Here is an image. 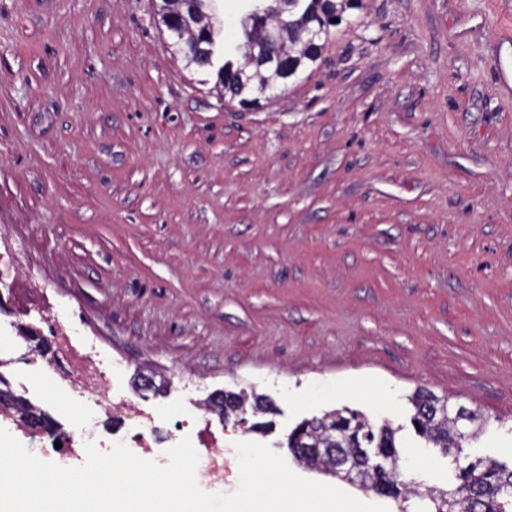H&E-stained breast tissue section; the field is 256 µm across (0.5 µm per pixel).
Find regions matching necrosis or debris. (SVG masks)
I'll return each mask as SVG.
<instances>
[{
    "instance_id": "obj_1",
    "label": "necrosis or debris",
    "mask_w": 512,
    "mask_h": 512,
    "mask_svg": "<svg viewBox=\"0 0 512 512\" xmlns=\"http://www.w3.org/2000/svg\"><path fill=\"white\" fill-rule=\"evenodd\" d=\"M50 363L57 369V385L66 387L69 398L83 411L84 420L74 433L68 434V444L95 442L97 447L111 449L124 442L135 454L148 460L165 462L163 444H177L190 437L199 455V470L220 481L224 478V434L211 425H198L196 416L188 415L175 421L174 430L167 438L157 435L160 415L144 410L121 392V372L106 359L94 353L86 342L75 336L71 326L54 324L47 349ZM130 422L129 430L112 431L102 436L97 430L101 417Z\"/></svg>"
}]
</instances>
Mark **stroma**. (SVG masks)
<instances>
[{
  "label": "stroma",
  "instance_id": "stroma-1",
  "mask_svg": "<svg viewBox=\"0 0 512 512\" xmlns=\"http://www.w3.org/2000/svg\"><path fill=\"white\" fill-rule=\"evenodd\" d=\"M252 0H220L212 70H185L151 0H0V374L53 373L19 324L74 321L171 428L224 422L292 461L333 409L389 420L406 479L456 469L418 437L425 388L481 414L512 460V0H363L312 70L257 106L225 96ZM153 370L164 390L137 386Z\"/></svg>",
  "mask_w": 512,
  "mask_h": 512
}]
</instances>
